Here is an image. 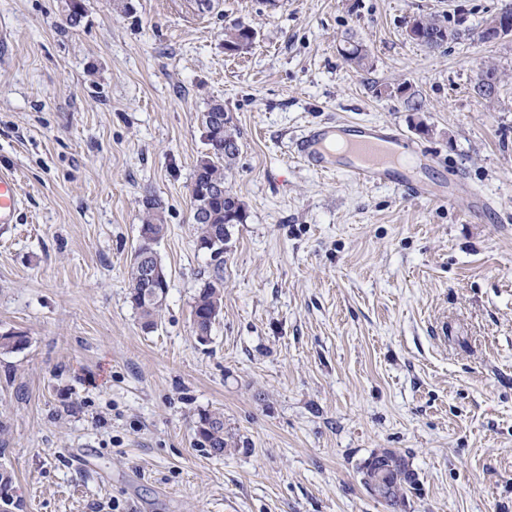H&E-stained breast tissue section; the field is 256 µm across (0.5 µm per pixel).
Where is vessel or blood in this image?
Returning a JSON list of instances; mask_svg holds the SVG:
<instances>
[{"instance_id": "obj_1", "label": "vessel or blood", "mask_w": 512, "mask_h": 512, "mask_svg": "<svg viewBox=\"0 0 512 512\" xmlns=\"http://www.w3.org/2000/svg\"><path fill=\"white\" fill-rule=\"evenodd\" d=\"M414 147L395 127L381 124L341 122L310 128L292 144V156L320 174L345 171L355 180L390 185L403 196L432 201L470 199V214L484 218L495 206L482 192L466 184L444 191L418 178L408 160ZM20 208L17 182L11 173L0 172V224L15 223Z\"/></svg>"}]
</instances>
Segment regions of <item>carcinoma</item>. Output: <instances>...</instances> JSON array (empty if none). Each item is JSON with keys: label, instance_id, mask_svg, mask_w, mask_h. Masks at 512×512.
<instances>
[{"label": "carcinoma", "instance_id": "cac0c4a2", "mask_svg": "<svg viewBox=\"0 0 512 512\" xmlns=\"http://www.w3.org/2000/svg\"><path fill=\"white\" fill-rule=\"evenodd\" d=\"M83 0H67L65 16L67 23L77 26L85 16ZM422 35L416 42L434 49L443 46L456 32L449 28L448 20L426 18L420 20ZM256 38L255 30L243 23H235L224 28V50L233 54L248 46ZM347 59L359 71H368L372 61L367 49L356 42L347 50ZM491 76V82L485 84V89L474 87L478 96L485 100L494 97L499 83L498 72L493 67L481 70ZM398 93L406 96V103L415 112L420 111L421 102L415 95L408 93L402 86L391 87L384 85L379 94ZM224 112V104L216 101L211 103L208 110L202 114L206 145L210 148L203 159L199 161L194 172V182L200 197L193 205L200 207L203 218L196 221L197 244L204 246L211 242L226 243L230 239V227L233 224L246 222L247 212L244 203L230 190H224V196L209 198L204 190L226 184L228 173L241 151L240 131L232 121L220 124L213 121V116ZM142 226L157 234H166L168 224L165 219V208L156 198L149 195L142 201ZM130 299L138 311L142 326L153 328L157 326L155 316L162 308L169 288L168 280L159 282L157 291L145 287L140 267L136 262L130 263ZM224 304V269L216 266L208 274L203 286L195 297L192 313L200 318L198 328L201 343L208 341L215 320L222 313ZM202 437L216 455L224 454V448L231 444V436L224 433V419L219 415H207L202 418ZM368 484L374 487L386 499L397 496L398 485L411 484L414 478L402 471L396 459L382 456L372 459L367 465Z\"/></svg>", "mask_w": 512, "mask_h": 512}]
</instances>
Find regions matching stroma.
<instances>
[{
  "instance_id": "1",
  "label": "stroma",
  "mask_w": 512,
  "mask_h": 512,
  "mask_svg": "<svg viewBox=\"0 0 512 512\" xmlns=\"http://www.w3.org/2000/svg\"><path fill=\"white\" fill-rule=\"evenodd\" d=\"M512 0H0V465L19 512H512ZM458 20L431 50L410 20ZM254 28L224 50V28ZM373 67L356 71L349 40ZM496 67L497 94L474 86ZM385 84L406 85L412 111ZM222 102L241 132L227 180L247 208L224 252V306L193 332L211 268L190 187ZM390 124L495 201L423 203L298 164L302 130ZM168 230L169 288L147 331L129 296L145 193ZM218 414L234 444L195 437ZM401 458L395 501L366 464ZM479 32V40L485 42L483 32H488L487 38L490 41H497L512 35V16L507 11H499L494 18L489 22L487 27L481 29ZM256 38L255 30L249 25L235 23L224 28V50L233 54L254 42ZM20 208L17 182L9 172H0V226L15 224Z\"/></svg>"
}]
</instances>
